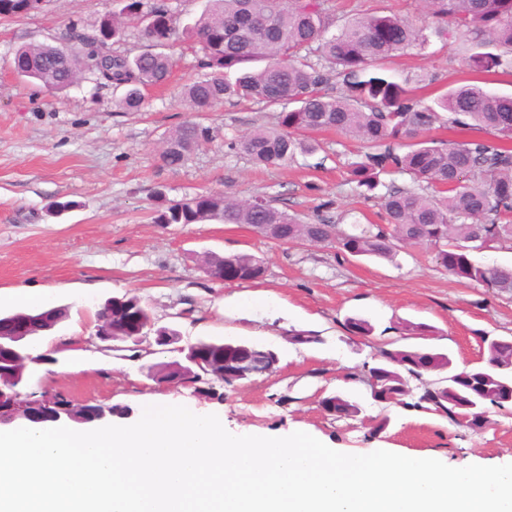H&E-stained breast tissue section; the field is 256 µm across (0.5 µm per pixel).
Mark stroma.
<instances>
[{"label": "stroma", "mask_w": 512, "mask_h": 512, "mask_svg": "<svg viewBox=\"0 0 512 512\" xmlns=\"http://www.w3.org/2000/svg\"><path fill=\"white\" fill-rule=\"evenodd\" d=\"M122 6L123 0H45L38 12L0 18V313L30 309L13 295L32 290L70 308L54 331L30 337L34 354L47 361L34 367L24 391L135 413L174 399L222 414L232 433L307 429L343 453L434 450L457 467L512 463V411L491 413L475 433L420 409L375 403L358 379L381 350L392 348L402 320L431 326L427 345L448 354L456 370L480 365L485 338L512 339V295L449 275L424 246L389 261L304 242L279 246L247 224L154 221L160 200L217 191L239 200L262 196L303 221L349 232L383 223L385 187L367 197L348 181L358 141L313 131L317 151L266 168L230 152L227 139L275 125L276 113L249 101L194 112L182 89L202 71L179 35L166 48L174 61L168 82L147 88L138 112L119 108L122 89L88 74L52 92L12 71L20 46L67 42L72 30L91 32L105 12ZM329 6L337 25L376 11L421 26L431 20L426 0H330ZM391 67L424 103L468 76L456 44L437 40ZM189 119L209 128L211 138L183 166L167 168L160 150ZM65 201L74 209L51 213L53 203ZM238 252L263 259L262 279L221 282L200 266L204 254ZM127 294L150 307L157 325L178 330L182 345L232 338L275 351V373L217 386L214 400L191 384L159 383L152 369L172 361L171 352L157 345L147 353L105 350L94 335L104 302ZM232 296L266 302L231 312L224 301ZM350 316L368 319L373 333L352 335L345 327ZM299 334L307 343L296 342ZM334 394L357 402L360 415L328 416L321 401ZM381 421L385 429L374 433Z\"/></svg>", "instance_id": "35a3bbf8"}]
</instances>
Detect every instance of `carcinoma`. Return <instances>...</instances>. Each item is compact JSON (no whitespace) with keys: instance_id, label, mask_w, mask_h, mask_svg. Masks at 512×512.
<instances>
[{"instance_id":"obj_1","label":"carcinoma","mask_w":512,"mask_h":512,"mask_svg":"<svg viewBox=\"0 0 512 512\" xmlns=\"http://www.w3.org/2000/svg\"><path fill=\"white\" fill-rule=\"evenodd\" d=\"M327 0H207L184 39L200 53L201 78L186 85L184 96L196 112H207L226 100H254L278 110L273 127H259L227 142L258 165H283L296 154L316 150L301 138L309 131L333 129L364 144L366 152L348 164L350 181L375 190L380 177L407 175L411 188H391L383 197L387 226L356 225L345 233L334 224H310L274 207L264 198L239 203L222 193H205L162 210L157 224H194L217 218L226 224H249L276 244L306 241L332 245L355 256L393 259L397 247L425 245L448 274L481 282L500 294H512V267L482 268L471 255L494 245L512 246V95L492 92L479 84L489 76H512V0H430L432 25L424 28L395 14L366 13L332 32ZM123 33L117 16L104 14L91 34L78 35L81 48L66 45H24L16 50L17 73L57 90L93 72L124 89L118 106L141 109V88L161 85L171 72L170 58L147 51L133 58L100 51L107 39ZM175 35L173 25L160 21L144 32L154 47H165ZM459 43L471 79L440 91L434 104L415 101L408 80L386 74L391 60L425 49L430 36ZM316 47L317 61L310 59ZM343 77L344 91L332 95L323 88V71ZM460 125L483 138L449 143L424 133ZM209 136V130L188 121L169 137L160 154L171 169L181 167L189 152ZM238 282H252L266 272L263 260L248 254L224 256ZM16 312L34 320L32 334L54 330L69 316V307ZM150 320V310L135 295L112 299V309H100L97 325L112 331L130 325L134 313ZM484 365L458 373L447 355L419 347L385 349L381 360L367 369L364 382L383 404L435 411L465 428L482 430L491 410L512 406V340L484 339ZM211 362L236 361L253 349L235 340H209ZM447 373L448 381L426 379ZM418 381L411 388L409 379ZM56 406L77 416L97 408L75 404L61 394ZM335 420L352 419L358 404L334 395L322 400Z\"/></svg>"}]
</instances>
